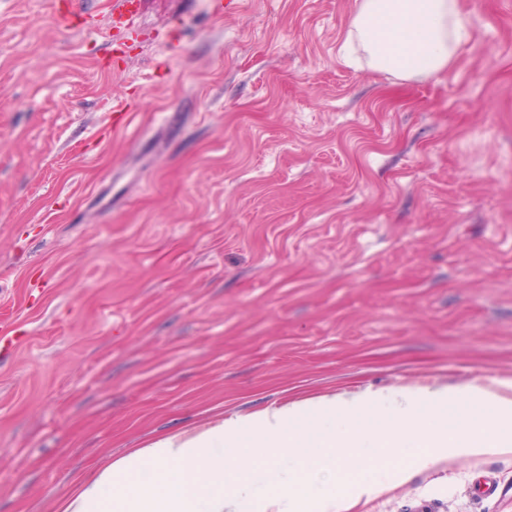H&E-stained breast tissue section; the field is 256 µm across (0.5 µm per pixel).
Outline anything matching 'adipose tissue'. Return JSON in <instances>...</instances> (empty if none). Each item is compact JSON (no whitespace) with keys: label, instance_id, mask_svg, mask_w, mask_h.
Here are the masks:
<instances>
[{"label":"adipose tissue","instance_id":"obj_1","mask_svg":"<svg viewBox=\"0 0 512 512\" xmlns=\"http://www.w3.org/2000/svg\"><path fill=\"white\" fill-rule=\"evenodd\" d=\"M469 32L458 0H361L344 43L360 45L375 69L401 78L448 68ZM477 407L476 419L449 424L448 408ZM242 448L261 449L260 462ZM353 448L362 462L387 464L392 448L413 449L411 468L439 458L512 452V399L472 384L461 391L401 388L322 397L184 430L107 461L81 480L56 512H243L260 500L270 512H331L382 484L343 475L340 488L315 499L301 491L313 468L335 469L336 451ZM289 458L281 470V458ZM411 468L397 470L407 480Z\"/></svg>","mask_w":512,"mask_h":512}]
</instances>
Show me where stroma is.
<instances>
[{
	"label": "stroma",
	"instance_id": "stroma-1",
	"mask_svg": "<svg viewBox=\"0 0 512 512\" xmlns=\"http://www.w3.org/2000/svg\"><path fill=\"white\" fill-rule=\"evenodd\" d=\"M57 2L0 0V512L220 414L512 396V0L411 80L342 58L360 0ZM389 454L349 512H512V454Z\"/></svg>",
	"mask_w": 512,
	"mask_h": 512
}]
</instances>
